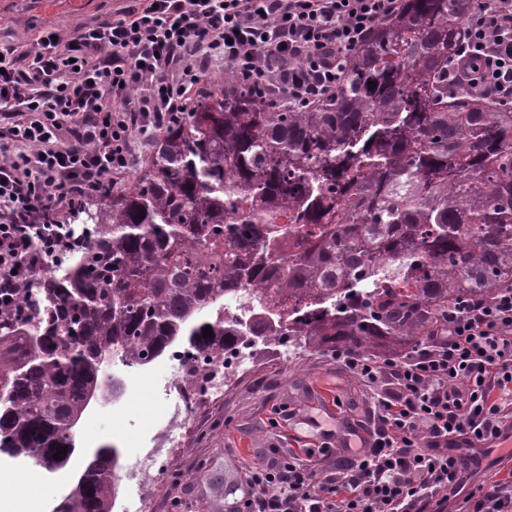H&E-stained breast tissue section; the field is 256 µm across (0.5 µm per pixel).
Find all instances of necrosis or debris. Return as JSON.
Returning <instances> with one entry per match:
<instances>
[{"label":"necrosis or debris","instance_id":"necrosis-or-debris-1","mask_svg":"<svg viewBox=\"0 0 512 512\" xmlns=\"http://www.w3.org/2000/svg\"><path fill=\"white\" fill-rule=\"evenodd\" d=\"M281 306L267 292L247 287L225 294L209 309L225 326L237 328L234 345L199 351L172 344L165 357L127 366L120 355L112 357V374L143 389L146 380L156 379L154 391L163 403L161 414L150 424L131 432L122 416L128 407L127 394L112 398V438L123 448L116 483L123 496H112V512H157L158 492L182 450L205 424L209 410L222 402L224 392L241 378L288 356L290 338L275 318ZM262 320V333L250 329Z\"/></svg>","mask_w":512,"mask_h":512}]
</instances>
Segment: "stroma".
Listing matches in <instances>:
<instances>
[{"label": "stroma", "instance_id": "35a3bbf8", "mask_svg": "<svg viewBox=\"0 0 512 512\" xmlns=\"http://www.w3.org/2000/svg\"><path fill=\"white\" fill-rule=\"evenodd\" d=\"M136 4L137 0H0V42L23 51L43 30L68 33ZM369 397L354 375L337 372L330 353L293 351L287 363L268 367L233 388L178 466L189 474L202 466L219 473L228 468L243 477L261 465L270 449L285 454L319 445L317 429L307 423L313 416L336 428L330 448L320 454L321 471H339L346 458L347 432ZM275 405L286 407L288 420L274 422ZM159 512H224V499L204 480L187 487L165 482Z\"/></svg>", "mask_w": 512, "mask_h": 512}]
</instances>
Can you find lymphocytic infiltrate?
Instances as JSON below:
<instances>
[{
	"mask_svg": "<svg viewBox=\"0 0 512 512\" xmlns=\"http://www.w3.org/2000/svg\"><path fill=\"white\" fill-rule=\"evenodd\" d=\"M403 0H144L68 35L0 44V311L45 261L83 245L62 211L111 188L133 132L178 122L220 60L235 80L309 106L332 94L348 52ZM456 80L512 106V0L463 17ZM447 336L398 358L333 357L373 393L341 472L272 456L249 472L239 512H512V481L465 492L456 448L512 424V288L448 308Z\"/></svg>",
	"mask_w": 512,
	"mask_h": 512,
	"instance_id": "lymphocytic-infiltrate-1",
	"label": "lymphocytic infiltrate"
}]
</instances>
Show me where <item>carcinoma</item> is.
I'll list each match as a JSON object with an SVG mask.
<instances>
[{
    "label": "carcinoma",
    "mask_w": 512,
    "mask_h": 512,
    "mask_svg": "<svg viewBox=\"0 0 512 512\" xmlns=\"http://www.w3.org/2000/svg\"><path fill=\"white\" fill-rule=\"evenodd\" d=\"M475 6L404 0L315 106L274 111L246 85L193 100L132 187L69 219L95 231L64 273L21 289L24 320L0 317L27 337L0 386L7 453L45 470L70 454L114 349L136 364L180 337L232 343L206 311L246 285L310 302L308 319L279 315L303 347L385 358L443 333L456 299L512 286V108L449 75ZM118 459L98 448L62 512H110ZM223 483L235 512L239 485Z\"/></svg>",
    "instance_id": "obj_1"
}]
</instances>
